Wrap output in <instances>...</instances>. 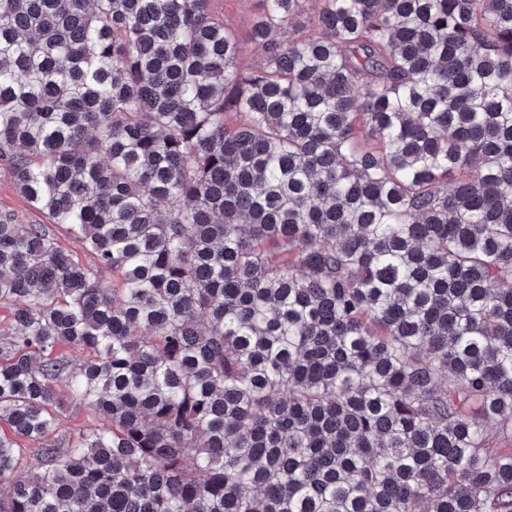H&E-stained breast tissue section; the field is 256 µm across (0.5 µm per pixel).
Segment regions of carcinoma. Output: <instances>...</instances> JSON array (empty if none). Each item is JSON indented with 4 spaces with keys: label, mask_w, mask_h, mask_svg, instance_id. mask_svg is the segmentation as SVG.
<instances>
[{
    "label": "carcinoma",
    "mask_w": 512,
    "mask_h": 512,
    "mask_svg": "<svg viewBox=\"0 0 512 512\" xmlns=\"http://www.w3.org/2000/svg\"><path fill=\"white\" fill-rule=\"evenodd\" d=\"M214 4L0 0V512H512V0ZM215 8L224 13V24L245 33L260 8V1L217 0ZM15 211L26 224H45L42 214L34 211L19 196L7 176L0 174V210ZM99 423V418L79 402L70 403L64 412L63 428L70 433L87 431Z\"/></svg>",
    "instance_id": "obj_1"
}]
</instances>
